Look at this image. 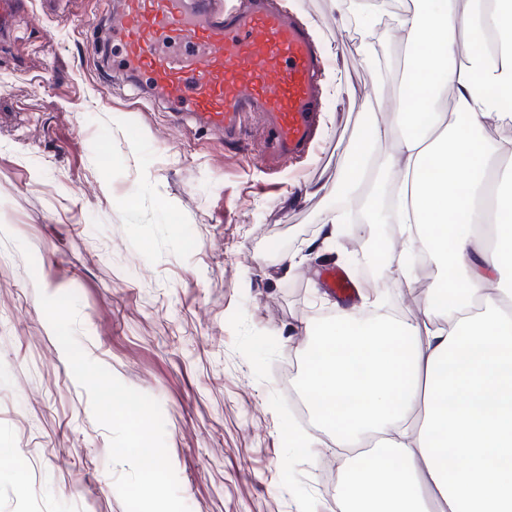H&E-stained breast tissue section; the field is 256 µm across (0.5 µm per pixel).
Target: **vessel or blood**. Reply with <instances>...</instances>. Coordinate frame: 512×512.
<instances>
[{"label": "vessel or blood", "instance_id": "b4317fda", "mask_svg": "<svg viewBox=\"0 0 512 512\" xmlns=\"http://www.w3.org/2000/svg\"><path fill=\"white\" fill-rule=\"evenodd\" d=\"M112 9L125 71L147 76L176 124L228 143L260 129L258 161L274 172L309 154L325 61L300 17L273 0H114ZM27 12L26 0H0V31ZM326 286L345 299L357 290L338 268Z\"/></svg>", "mask_w": 512, "mask_h": 512}]
</instances>
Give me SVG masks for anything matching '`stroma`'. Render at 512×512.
<instances>
[{
    "label": "stroma",
    "instance_id": "obj_1",
    "mask_svg": "<svg viewBox=\"0 0 512 512\" xmlns=\"http://www.w3.org/2000/svg\"><path fill=\"white\" fill-rule=\"evenodd\" d=\"M283 2L329 66L316 157L272 181L253 137L227 145L174 127L161 99L113 74L120 49L102 0H34L0 40V512H125L110 435L42 292L76 294L86 354L159 402L190 512H340L342 451L287 384L312 324L342 306L321 274L343 268L357 300L385 299L415 323L438 270L371 279L357 245L396 240V227L326 234L346 206L347 142L369 123L397 124V87L380 67L403 60L405 44L383 34L382 64H366L331 0ZM290 426L315 433L313 449L290 447Z\"/></svg>",
    "mask_w": 512,
    "mask_h": 512
}]
</instances>
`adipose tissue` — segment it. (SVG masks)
Instances as JSON below:
<instances>
[{
    "label": "adipose tissue",
    "mask_w": 512,
    "mask_h": 512,
    "mask_svg": "<svg viewBox=\"0 0 512 512\" xmlns=\"http://www.w3.org/2000/svg\"><path fill=\"white\" fill-rule=\"evenodd\" d=\"M413 3L393 17L418 48L401 133L368 125L340 189L397 197L402 236L431 244L441 275L423 322L373 302L319 324L302 389L345 451L342 512H512V169L482 209L491 156L512 159V0Z\"/></svg>",
    "instance_id": "adipose-tissue-1"
}]
</instances>
